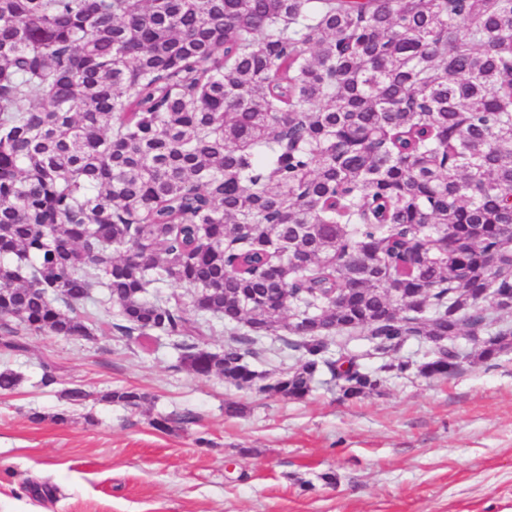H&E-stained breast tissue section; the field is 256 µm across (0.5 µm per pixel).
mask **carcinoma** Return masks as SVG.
I'll list each match as a JSON object with an SVG mask.
<instances>
[{"label": "carcinoma", "instance_id": "obj_1", "mask_svg": "<svg viewBox=\"0 0 512 512\" xmlns=\"http://www.w3.org/2000/svg\"><path fill=\"white\" fill-rule=\"evenodd\" d=\"M96 288L109 331L293 401L366 396L411 338L511 351L512 0H0V348L94 335ZM209 316L245 332L213 351ZM278 331L300 365L260 374ZM358 331L374 370L329 352Z\"/></svg>", "mask_w": 512, "mask_h": 512}]
</instances>
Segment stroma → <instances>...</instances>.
Returning a JSON list of instances; mask_svg holds the SVG:
<instances>
[{"label":"stroma","instance_id":"obj_1","mask_svg":"<svg viewBox=\"0 0 512 512\" xmlns=\"http://www.w3.org/2000/svg\"><path fill=\"white\" fill-rule=\"evenodd\" d=\"M25 341L0 350L21 377L0 392V512H512V352L482 361L468 336L454 377L393 374L355 401L326 373L301 401L198 378L164 336ZM76 386L93 401L70 404ZM120 386L143 407L103 400Z\"/></svg>","mask_w":512,"mask_h":512}]
</instances>
